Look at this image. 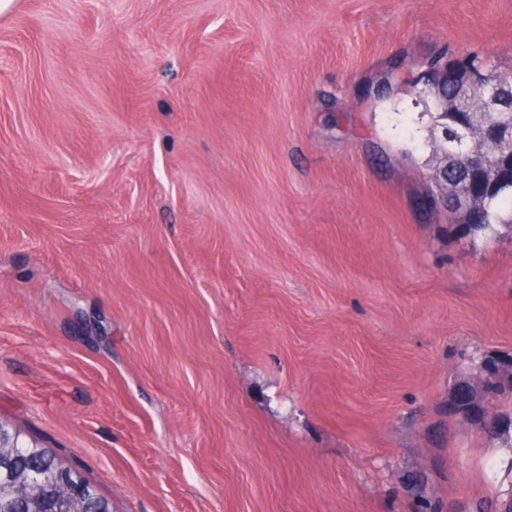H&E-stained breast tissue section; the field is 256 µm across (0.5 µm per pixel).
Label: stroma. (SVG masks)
<instances>
[{"mask_svg":"<svg viewBox=\"0 0 512 512\" xmlns=\"http://www.w3.org/2000/svg\"><path fill=\"white\" fill-rule=\"evenodd\" d=\"M512 73V0H14L0 425L112 512H480L512 226L429 206L423 64Z\"/></svg>","mask_w":512,"mask_h":512,"instance_id":"obj_1","label":"stroma"}]
</instances>
